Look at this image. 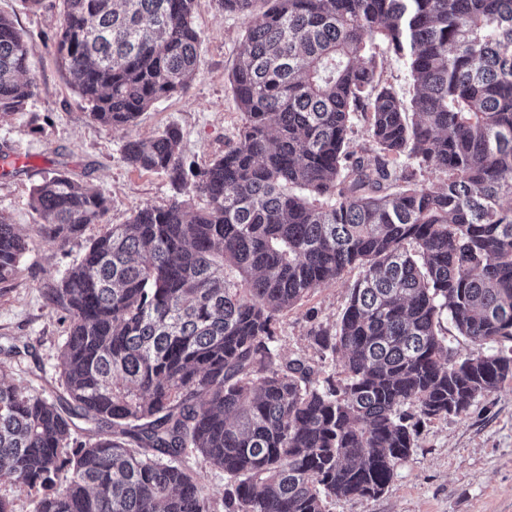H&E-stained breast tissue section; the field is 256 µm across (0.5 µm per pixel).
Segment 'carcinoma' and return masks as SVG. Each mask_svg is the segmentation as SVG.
Wrapping results in <instances>:
<instances>
[{
    "label": "carcinoma",
    "mask_w": 512,
    "mask_h": 512,
    "mask_svg": "<svg viewBox=\"0 0 512 512\" xmlns=\"http://www.w3.org/2000/svg\"><path fill=\"white\" fill-rule=\"evenodd\" d=\"M196 0H63L54 51L97 121L129 129L197 72ZM245 23L232 73L245 122L186 174L179 130L123 159L176 189L90 240L44 289L65 313L63 394L0 382V482L33 512H213L187 458L224 470V512H327L377 498L421 423L464 415L512 381V0H218ZM402 59L412 94L381 80ZM0 16V116L37 85ZM375 145H353L354 119ZM428 169L446 175L425 185ZM206 198L193 209L186 196ZM65 243L107 199L62 173L32 192ZM28 244L0 216V282ZM359 269L312 330L319 380L280 360V313ZM0 497L8 499L12 503L14 512H33V496L19 484L0 482Z\"/></svg>",
    "instance_id": "carcinoma-1"
}]
</instances>
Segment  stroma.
<instances>
[{"label": "stroma", "instance_id": "1", "mask_svg": "<svg viewBox=\"0 0 512 512\" xmlns=\"http://www.w3.org/2000/svg\"><path fill=\"white\" fill-rule=\"evenodd\" d=\"M62 0H43L36 9L24 0H0V14L13 20L29 50L37 94L25 111L0 118V151L21 157L20 166L0 172V216L15 224L28 250L17 273L0 283V345L24 347L0 376L45 396L62 393L58 356L67 324L44 297L47 283L60 278L84 255L106 227L128 223L145 203L162 206L174 189L161 172L138 171L122 157L127 140L179 128V155L201 166L222 156L244 123L231 83L245 25L217 0H196L194 25L202 35L197 75L184 94L156 102L128 130L92 119L90 109L69 85L54 52ZM61 171L96 188L110 201L99 223L66 244L44 237L31 193L49 173ZM357 270L321 286L276 324L283 358L317 359L311 327L341 317ZM328 512H512V383L478 398L467 415L426 421L415 448L374 499H336Z\"/></svg>", "mask_w": 512, "mask_h": 512}]
</instances>
